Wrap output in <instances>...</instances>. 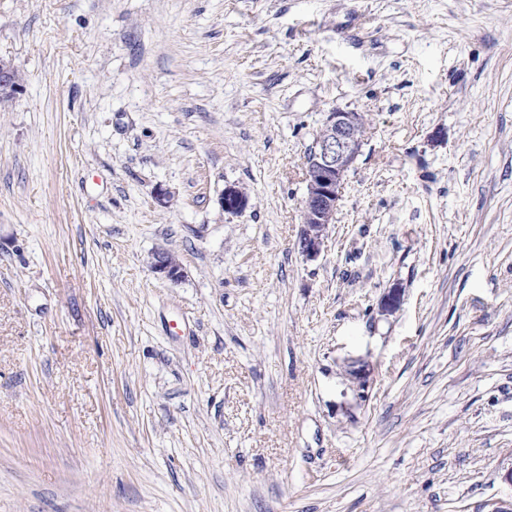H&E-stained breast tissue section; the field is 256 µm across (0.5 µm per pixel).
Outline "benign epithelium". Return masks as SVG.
Listing matches in <instances>:
<instances>
[{"label": "benign epithelium", "instance_id": "7a95c632", "mask_svg": "<svg viewBox=\"0 0 512 512\" xmlns=\"http://www.w3.org/2000/svg\"><path fill=\"white\" fill-rule=\"evenodd\" d=\"M20 76L8 63L0 61V92L14 93L20 89ZM365 119L360 112L336 110L328 114L316 137L311 161L305 163L307 193L302 211V222L297 246L308 260L317 259L333 224L336 207L341 197L344 179L363 144ZM223 209L231 213L242 211L248 203L246 192L229 185L221 193ZM152 273L172 282L185 276L179 257L166 249L152 254ZM402 289H387L380 300V312L393 313L400 304Z\"/></svg>", "mask_w": 512, "mask_h": 512}]
</instances>
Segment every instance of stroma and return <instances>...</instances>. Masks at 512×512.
Instances as JSON below:
<instances>
[{
	"mask_svg": "<svg viewBox=\"0 0 512 512\" xmlns=\"http://www.w3.org/2000/svg\"><path fill=\"white\" fill-rule=\"evenodd\" d=\"M0 60V512H512V0H0ZM365 119L361 112H330L305 162L307 193L297 246L307 260L317 259L333 224L344 179L363 144ZM220 203L227 212L237 213L247 206L248 197L242 188L229 185L221 193ZM150 269L158 278L172 282H178L185 276L179 257L166 249H159L152 254Z\"/></svg>",
	"mask_w": 512,
	"mask_h": 512,
	"instance_id": "stroma-1",
	"label": "stroma"
}]
</instances>
